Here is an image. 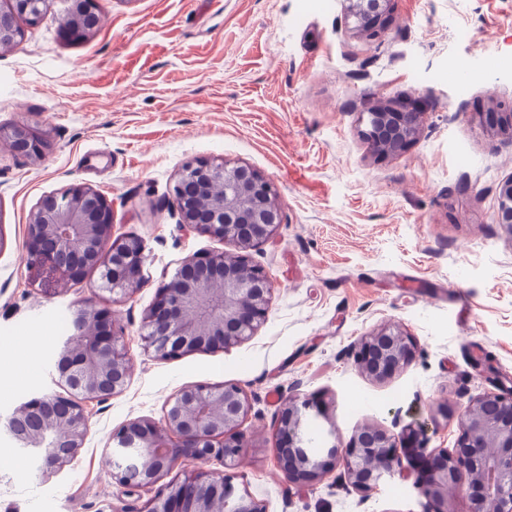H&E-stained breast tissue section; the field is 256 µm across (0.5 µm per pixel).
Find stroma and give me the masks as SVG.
<instances>
[{
  "label": "stroma",
  "mask_w": 512,
  "mask_h": 512,
  "mask_svg": "<svg viewBox=\"0 0 512 512\" xmlns=\"http://www.w3.org/2000/svg\"><path fill=\"white\" fill-rule=\"evenodd\" d=\"M102 23L62 36L63 6L24 25L0 51V127L44 133L40 159L0 139V422L51 392L75 310L98 300L96 274L75 288L43 283L27 225L40 200L87 184L112 202L114 235H134L146 263L135 296L117 304L131 358L125 390L85 405L77 457L52 475L0 467V512H150L159 487L112 477L113 431L162 422L167 402L198 384H240L253 410L230 469L237 494L266 512H431L417 485L420 440L401 472L360 493L329 472L289 487L274 422L295 397L322 410L314 426L342 439L366 424L401 433L436 420L429 447H453L457 407L512 387V233L493 221L496 188L512 176V142L488 135L493 101L512 103V0H391L379 39L357 38L340 0H96ZM430 107L418 139L373 155L362 112L377 101ZM196 160L245 165L271 178L282 222L252 261L274 288L264 324L229 350L163 361L140 325L156 290L196 252L233 244L186 231L170 206ZM400 324L411 364L378 383L355 365L362 336Z\"/></svg>",
  "instance_id": "stroma-1"
}]
</instances>
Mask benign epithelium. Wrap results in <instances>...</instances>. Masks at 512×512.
Wrapping results in <instances>:
<instances>
[{
    "label": "benign epithelium",
    "instance_id": "1",
    "mask_svg": "<svg viewBox=\"0 0 512 512\" xmlns=\"http://www.w3.org/2000/svg\"><path fill=\"white\" fill-rule=\"evenodd\" d=\"M64 25L95 31L101 18L93 0H62ZM391 0H341L356 36L375 40L385 28ZM48 0H9L0 9V44H20V20L31 19ZM492 136L512 141V105H498ZM426 112L419 105L377 104L362 113L361 130L372 153L403 151L420 135ZM0 138L13 150L37 159L46 139L26 124L0 127ZM173 205L187 230L238 249L235 255L196 252L184 258L177 276L158 289L142 315V341L163 360L221 348L250 339L264 324L273 294L266 270L249 251L271 239L281 224L272 180L258 171L226 161L192 163L172 187ZM495 223L512 234V177L497 190ZM112 203L97 190L72 184L41 199L27 228V245L36 268L65 286L81 284L91 272L112 303L132 298L142 285L146 260L136 236L113 237ZM74 334L61 345L55 361L60 392L40 393L21 403L7 418L6 430L40 472L49 474L75 459L86 440L84 403L105 402L125 389L130 361L112 310L84 305L73 319ZM415 344L397 324L364 336L354 356L362 372L384 382L407 367ZM252 409L237 383L194 385L167 404L160 424L133 420L112 434V477L129 488L151 487L183 458L200 464L169 486L151 512H265L263 505L231 499L224 473L207 468L213 460L228 468L246 447L240 426ZM312 409L288 399L276 421L278 466L289 482L314 485L328 473L327 459L342 468L346 485L367 492L400 466L396 437L365 425L343 442L336 426L323 435L322 447L307 448L305 422ZM460 435L455 446L418 449L429 459L419 490L433 512L448 508L450 492L470 500L469 512H512V389L487 390L458 407Z\"/></svg>",
    "mask_w": 512,
    "mask_h": 512
}]
</instances>
